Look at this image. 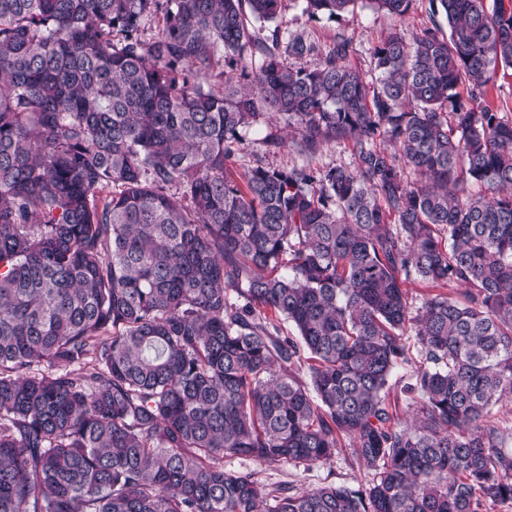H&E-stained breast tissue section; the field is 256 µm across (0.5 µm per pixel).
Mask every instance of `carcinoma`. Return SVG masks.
Masks as SVG:
<instances>
[{"instance_id":"obj_1","label":"carcinoma","mask_w":512,"mask_h":512,"mask_svg":"<svg viewBox=\"0 0 512 512\" xmlns=\"http://www.w3.org/2000/svg\"><path fill=\"white\" fill-rule=\"evenodd\" d=\"M439 2L448 31L390 32L368 79L343 36L285 63L251 31L283 0H0V512L512 503V121L487 102L512 6ZM247 55L249 82L216 89ZM267 114L298 154L347 141L352 165L234 174ZM412 277L463 290L414 311ZM404 366L409 422L385 397ZM344 441L370 471L356 490L224 469Z\"/></svg>"}]
</instances>
